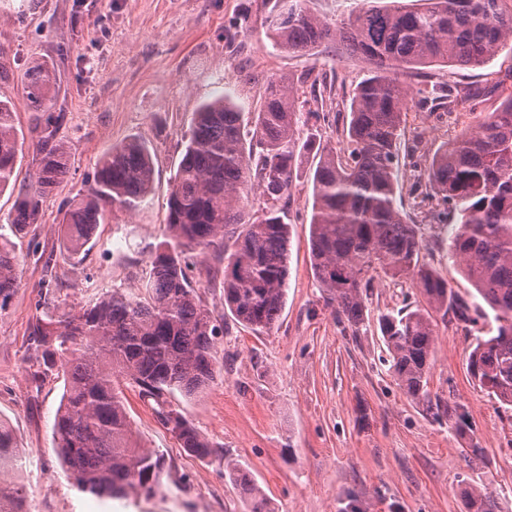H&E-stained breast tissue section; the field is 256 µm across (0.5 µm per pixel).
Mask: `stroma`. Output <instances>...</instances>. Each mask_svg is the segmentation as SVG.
Listing matches in <instances>:
<instances>
[{"instance_id":"1","label":"stroma","mask_w":512,"mask_h":512,"mask_svg":"<svg viewBox=\"0 0 512 512\" xmlns=\"http://www.w3.org/2000/svg\"><path fill=\"white\" fill-rule=\"evenodd\" d=\"M267 10L266 0H0V100L11 104L24 138L12 183L0 191V234L10 235L15 201L37 169L43 112L58 115L56 138L68 148L66 175L44 197L38 223L15 241L21 283L0 308V421L22 452L12 477L26 487V512H245L224 476L230 459L249 469L271 512H346L352 503L361 512H469L472 488L493 500L495 512H512V409L470 376L476 329L433 316L427 388L466 409L470 429L461 435L427 415L389 370L377 318L422 304L411 280L374 279L359 330L336 320L310 258L315 153L306 155L290 196L288 294L279 322L265 333L228 321L215 382L180 400L217 455L202 462L185 453L127 385L135 434L164 460L158 493L103 502L73 487L60 467L52 425L65 378L56 372L32 382V326L39 314L79 308L97 285L141 291L200 105L227 93L251 112L265 81L288 77L303 114L301 137L336 150L345 143L341 109L369 64L334 43L306 54L273 46ZM42 67L55 85L38 113L26 87ZM308 73L331 85L329 98H316L303 81ZM403 80L411 97L401 145L416 152L400 157L401 209L423 238L424 262L475 302L478 293L448 257L457 227L440 216L426 170L449 140L477 127L512 92V52L473 69L423 67ZM435 83L471 96L475 106L451 111L426 103L424 90ZM131 139L152 153L151 191L135 211H106L73 263L63 215L88 193L103 156ZM474 446L481 456L471 454Z\"/></svg>"}]
</instances>
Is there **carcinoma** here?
Wrapping results in <instances>:
<instances>
[{"label": "carcinoma", "mask_w": 512, "mask_h": 512, "mask_svg": "<svg viewBox=\"0 0 512 512\" xmlns=\"http://www.w3.org/2000/svg\"><path fill=\"white\" fill-rule=\"evenodd\" d=\"M304 0H274L268 37L290 53H307L328 42L370 65L349 106L346 146L324 153L313 176L310 254L319 287L336 303L334 314L354 329L364 323L373 275L410 276L425 307H404L378 318L390 370L432 418L448 419L459 434L468 414L443 404L427 390L435 354L431 312L475 326L493 318L496 334L477 336L468 367L477 385L512 406V93L471 131L449 141L428 169L427 182L458 217L451 258L487 308L471 307L448 282L421 261L422 238L397 203L401 124L409 91L397 74L431 63L463 68L512 52V0H424L416 10L388 11L359 0L358 7L329 23L309 13ZM52 74L32 75L28 99L42 108ZM439 106L464 107L472 97L436 90ZM58 117L48 113L35 144L39 164L20 195L12 221L23 234L37 223L42 199L66 172L67 148L55 140ZM294 88L283 79L265 82L252 125L242 107L224 95L195 113L191 134L167 201L168 233L149 256L141 296L121 288L96 292L78 310L45 314L33 325L40 382L62 362L65 390L52 426L61 465L72 484L101 500L155 494L162 458L134 435L120 382L138 389L158 423L188 454L205 460L216 446L174 402L196 396L214 382L217 343L225 314L254 331L278 320L288 284L290 225L282 202L290 198L302 156L315 141L299 136ZM20 142L11 106L0 100V190L14 177ZM154 180L149 148L131 139L112 148L98 165L94 185L63 215L65 245L74 257L90 243L108 208L137 210ZM262 199L261 215L245 218L244 189ZM223 265L224 313L199 295L204 265ZM20 259L0 234V307L19 286ZM19 457L11 432L0 423V512H24L23 487L4 480ZM224 475L246 512H269L267 499L248 471L228 461Z\"/></svg>", "instance_id": "carcinoma-1"}]
</instances>
